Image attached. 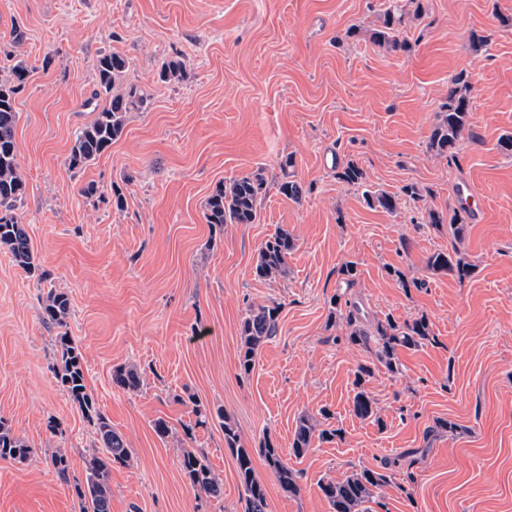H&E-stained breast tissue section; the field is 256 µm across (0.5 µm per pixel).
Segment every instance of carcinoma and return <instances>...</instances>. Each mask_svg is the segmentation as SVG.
Listing matches in <instances>:
<instances>
[{"mask_svg":"<svg viewBox=\"0 0 512 512\" xmlns=\"http://www.w3.org/2000/svg\"><path fill=\"white\" fill-rule=\"evenodd\" d=\"M406 27V15L393 5L382 14L381 24L369 32V39L376 45L391 50H407L408 43L401 38ZM129 68L128 58L120 52L106 53L98 62L97 84L93 91L96 101L95 116L91 123L81 127L66 158L68 170H82L93 164L107 152L112 143L118 140L124 130L129 112L146 109L148 95L138 87L130 85L117 89ZM181 61L170 59L162 63L158 77L162 82L183 76ZM27 67L19 63L12 71L11 78L0 82V247L10 252L19 267L30 277L43 281L46 273L36 263L30 241L21 222L15 214L17 203L25 193L26 185L19 174V163L15 144L17 111L15 95L25 83ZM469 76L461 71L452 79L448 99L442 104L438 123L432 130L428 149L438 155L454 157L464 134L470 131L471 112L469 108ZM284 178L279 184L280 194L294 201L301 199L303 188L290 179L289 169L295 167L293 157L280 162ZM337 179L364 188L363 197L371 208H379L393 213L399 205V196L383 190H370L365 187L366 174L358 164L349 160L336 166ZM267 194V185L261 173H252L233 178L219 186L206 198L203 216L206 223L255 224L259 220V204ZM466 210L454 212L448 224V235L455 240L462 239L467 232ZM295 249L293 236L284 229L270 235L258 250L254 274L266 278L275 273L286 272L288 256ZM426 266L436 273L450 274L459 280L471 277L473 267L463 261L457 248L436 251L428 259ZM340 288L344 292L331 298L333 308L345 306L344 317L349 327L347 344L359 347L372 356V362L361 364L354 372V394L352 412L361 419L375 417L374 401L365 390V384L373 377L375 369L384 367L390 373L399 372V353L403 350H416L427 345L438 344L432 323L426 315L400 322L391 316L371 324L359 303L347 298V291L354 287L358 277V264L348 261L338 269ZM70 312V302L66 294L49 291L41 306V319L49 327L64 325ZM280 306L262 305L249 307L240 322V345L237 359L241 372L250 374L255 366V358L261 346L277 335ZM59 363L56 377L70 399L88 417L96 420L97 434L101 447L106 449L104 457L94 456L86 467L85 484L75 487L79 499L80 512H111L112 489L110 468L114 464L128 462L131 450L121 433L112 428L111 421L93 406L87 392L79 345L67 334L57 337ZM112 384L116 388L136 392L141 385V377L133 367L119 366L112 370ZM215 416L224 427V443L232 452L240 485L246 502L245 512H268L267 491L256 477L252 450L245 447L236 425L224 414V409H215ZM340 430L317 429L312 419L302 416L297 421L289 455L300 459L312 447L315 440L329 442ZM260 455L275 474L280 487L295 495L300 491V473L288 466L271 438L263 440ZM34 454L23 439L15 436L9 425L0 418V458L24 464ZM406 455L384 462L380 466L362 467L338 480L323 481L318 485L323 498L329 505V512H364V504L372 499L373 492L387 485L393 478V470L400 465ZM181 471L189 483L211 498L224 495L223 485L214 476L204 455L187 451L180 461Z\"/></svg>","mask_w":512,"mask_h":512,"instance_id":"cac0c4a2","label":"carcinoma"}]
</instances>
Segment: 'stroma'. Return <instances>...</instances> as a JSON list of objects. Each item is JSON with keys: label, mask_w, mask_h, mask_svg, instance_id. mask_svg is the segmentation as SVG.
I'll return each instance as SVG.
<instances>
[{"label": "stroma", "mask_w": 512, "mask_h": 512, "mask_svg": "<svg viewBox=\"0 0 512 512\" xmlns=\"http://www.w3.org/2000/svg\"><path fill=\"white\" fill-rule=\"evenodd\" d=\"M410 0H0V80L29 69L15 96L18 205L37 281L0 249V418L35 448L24 464L0 459V512H79L85 463L99 452L96 428L59 385L56 338L79 345L87 390L132 450L111 470L112 512H244L236 462L217 418L198 423L195 405L223 408L246 447L264 437L289 449L298 418L328 408L340 438L290 459L301 491L279 486L262 456L255 471L268 512H329L318 485L400 453L416 461L409 492L390 483L369 512H512V0H423L403 32L409 47L372 43L388 4ZM359 36L347 37L351 26ZM24 33L11 43L12 27ZM488 43L472 50V32ZM128 57L126 83L143 88L147 110L127 116L122 136L94 164L71 172L76 131L92 121L102 52ZM182 78L163 82L162 63ZM471 82L472 137L456 159L427 149L451 78ZM305 192L291 201L270 189L255 224H206L203 205L222 181L280 174L286 155ZM354 161L371 189L428 188L392 214L369 208L340 182L335 161ZM95 183L99 195L83 189ZM120 186L115 205L112 186ZM470 186L484 207L458 246L470 278L428 270L453 246L454 190ZM296 249L283 277L260 279L261 243L277 229ZM358 264L352 297L368 319L427 315L437 344L400 355L402 371L376 370L366 389L377 421L351 411L352 382L369 355L345 341L331 317L337 271ZM424 281L403 288L399 278ZM68 295L64 329L45 325L48 290ZM279 303L277 335L250 374L237 361L248 306ZM138 369L127 393L112 370ZM170 432L158 436L153 423ZM456 433L429 435L435 419ZM203 454L224 484L206 497L184 478V450ZM64 456L70 480L52 460Z\"/></svg>", "instance_id": "35a3bbf8"}]
</instances>
